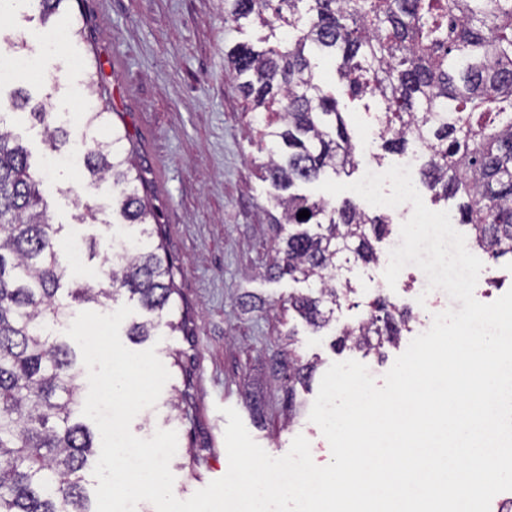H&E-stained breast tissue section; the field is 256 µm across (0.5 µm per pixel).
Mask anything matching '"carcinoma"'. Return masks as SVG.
<instances>
[{
    "label": "carcinoma",
    "instance_id": "cac0c4a2",
    "mask_svg": "<svg viewBox=\"0 0 512 512\" xmlns=\"http://www.w3.org/2000/svg\"><path fill=\"white\" fill-rule=\"evenodd\" d=\"M255 17L287 32L257 51L239 44L225 59L252 111L276 112L261 150L263 176L282 208L280 234L269 267L275 278L311 282L288 297L309 326H327L353 291L335 271L355 261L375 263L374 241L389 233L387 218L295 192L330 169L357 166L356 144L336 99L323 87L310 52L340 58L351 96L377 99L380 138L404 151L425 144L422 183L437 200L454 201V219L469 227L470 246L496 260L512 255V0H224V22ZM18 106L44 124L54 154L67 130L46 122L47 112L17 96ZM112 128L87 153L95 181L110 180L122 226L141 227L139 243L112 251L109 289L81 286L72 301L105 305L121 292L137 298L151 318L127 335L143 342L165 326L177 331V269L164 251L160 226L132 175L124 142ZM27 150L0 117V512H94L85 489L99 445L73 419L82 403L76 356L57 341L54 325L68 316L59 297L68 271ZM307 210L310 216L298 218ZM408 311L378 296L368 315L343 330L338 345L367 353L396 343ZM315 364L288 357V383L309 385Z\"/></svg>",
    "mask_w": 512,
    "mask_h": 512
}]
</instances>
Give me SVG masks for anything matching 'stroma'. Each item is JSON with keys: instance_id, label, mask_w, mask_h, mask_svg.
Returning a JSON list of instances; mask_svg holds the SVG:
<instances>
[{"instance_id": "35a3bbf8", "label": "stroma", "mask_w": 512, "mask_h": 512, "mask_svg": "<svg viewBox=\"0 0 512 512\" xmlns=\"http://www.w3.org/2000/svg\"><path fill=\"white\" fill-rule=\"evenodd\" d=\"M49 29L65 38L59 48L39 52L47 80L19 72L0 82V115L40 171L48 152L44 129L14 108L16 89L55 117L74 111L79 99L106 108L135 143L136 172L179 269L176 303L188 316L184 329L163 328L145 342L127 344L136 352L154 349L170 367L156 404L132 420V433L147 439L159 429L176 431L170 470L181 500L228 471L227 407L237 410L269 455L284 456L302 435L314 463L327 465L330 445L309 419L324 373L332 363L353 359L379 381L401 350L387 349L380 358L332 347L344 327L366 317L376 297V265L356 264L354 294L318 331L286 309L289 295L305 292V284L265 273L277 240L266 216L274 190L260 172L263 126L226 69L224 54L239 43L264 49L275 36L257 22L225 24L224 0H63L47 20L31 0L0 16V47L29 53ZM337 66L322 58L317 72L360 142L375 125L379 106L366 96L350 97ZM43 197L55 224H76L77 215L92 209V218L77 226L80 235L97 239L99 254L84 267L94 273L95 287H108L111 183L66 168L44 184ZM292 353L316 365L309 388L293 394L286 377ZM186 386L193 395L190 409L178 405Z\"/></svg>"}]
</instances>
